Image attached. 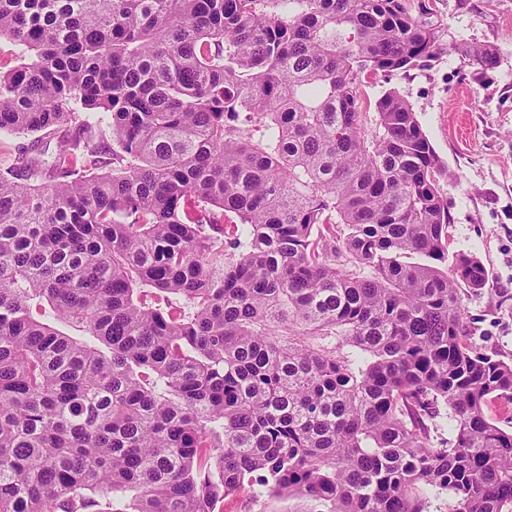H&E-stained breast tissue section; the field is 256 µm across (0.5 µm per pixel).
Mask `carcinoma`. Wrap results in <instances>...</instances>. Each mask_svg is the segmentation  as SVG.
<instances>
[{"label":"carcinoma","instance_id":"1","mask_svg":"<svg viewBox=\"0 0 512 512\" xmlns=\"http://www.w3.org/2000/svg\"><path fill=\"white\" fill-rule=\"evenodd\" d=\"M0 39V131L59 146L0 174V512H512L486 271L412 107L360 105L433 55L426 3L0 0ZM40 318L43 322L53 325L68 336L77 339H84L87 336L82 325L59 321L54 310L47 304L43 306ZM318 501L311 498L256 496L248 489L227 496L218 502L215 512H321Z\"/></svg>","mask_w":512,"mask_h":512}]
</instances>
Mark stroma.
Here are the masks:
<instances>
[{
  "mask_svg": "<svg viewBox=\"0 0 512 512\" xmlns=\"http://www.w3.org/2000/svg\"><path fill=\"white\" fill-rule=\"evenodd\" d=\"M440 27L433 57L395 76L366 79L362 109L396 90L442 162L440 192L448 203L449 250L478 258L483 287H461L468 333L487 353L512 361V0H428ZM492 47L497 64L471 65L459 42ZM311 498L258 496L242 490L215 512H319Z\"/></svg>",
  "mask_w": 512,
  "mask_h": 512,
  "instance_id": "stroma-1",
  "label": "stroma"
}]
</instances>
